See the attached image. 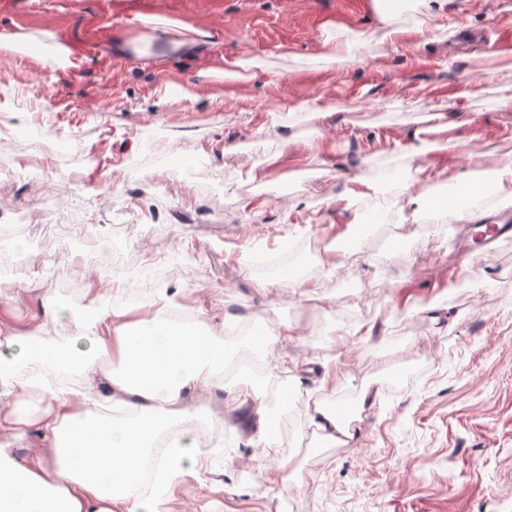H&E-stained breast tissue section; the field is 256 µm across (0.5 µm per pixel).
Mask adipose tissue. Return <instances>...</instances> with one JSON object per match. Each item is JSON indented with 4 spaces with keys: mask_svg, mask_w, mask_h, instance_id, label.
<instances>
[{
    "mask_svg": "<svg viewBox=\"0 0 512 512\" xmlns=\"http://www.w3.org/2000/svg\"><path fill=\"white\" fill-rule=\"evenodd\" d=\"M243 270L267 288L289 272V257L277 250L250 253ZM150 304L155 313L148 319L138 317L136 300L115 306L93 300L76 307L89 349L78 357L68 351L40 352L47 374L33 377L23 359H0V397L21 384L41 389L50 399L38 421L43 448L22 460L0 444V512H173L176 490L205 465L198 439L173 449L160 493L132 491L148 442L163 428L168 408L187 406L195 392L223 389L221 374L229 365L267 356L273 345L248 339L229 349L220 337L173 322L175 304L164 291H156ZM113 354L120 366L107 387L90 383L78 391L52 379L75 366L93 373L100 358ZM238 376L249 383L248 391L234 397L235 403L251 407L249 446L275 448L265 378L242 369ZM114 406L124 409L123 421L104 417V410Z\"/></svg>",
    "mask_w": 512,
    "mask_h": 512,
    "instance_id": "ef3b65f1",
    "label": "adipose tissue"
}]
</instances>
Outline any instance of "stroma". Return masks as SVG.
Here are the masks:
<instances>
[{"mask_svg": "<svg viewBox=\"0 0 512 512\" xmlns=\"http://www.w3.org/2000/svg\"><path fill=\"white\" fill-rule=\"evenodd\" d=\"M393 8L384 41L374 0H0V137L16 157L0 183V337L80 349L58 305L164 288L227 344L248 326L274 358L312 364L268 381L278 446L262 463L287 462V488L216 466L180 487L177 512H512V238L460 263L430 205L512 158V0ZM142 24L152 37L131 39ZM349 30L364 36L355 60L330 63L327 34ZM46 40L82 56L46 65L30 49ZM248 52L265 67L224 78ZM419 137L440 151L409 155ZM172 154L184 176L160 169ZM370 170L406 182L409 230L368 234L379 201L354 177ZM46 185L77 189L82 207L51 244L37 230L58 219ZM128 229L126 281L89 269L86 240ZM281 248L308 257L301 279L244 277L248 252ZM155 251L169 262L149 264ZM367 389L379 399L362 402ZM48 403L0 398V443L41 447ZM319 404L353 439L313 430ZM194 406L224 424L212 457L251 455L245 412L208 391Z\"/></svg>", "mask_w": 512, "mask_h": 512, "instance_id": "stroma-1", "label": "stroma"}]
</instances>
